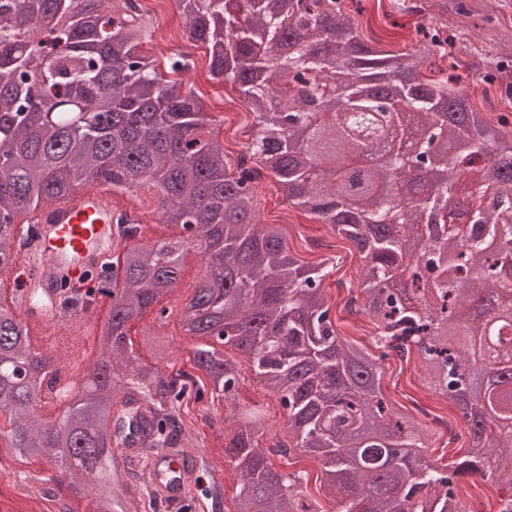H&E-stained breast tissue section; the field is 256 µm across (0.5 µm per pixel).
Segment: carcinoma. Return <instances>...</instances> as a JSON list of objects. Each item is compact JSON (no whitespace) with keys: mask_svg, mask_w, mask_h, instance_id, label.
<instances>
[{"mask_svg":"<svg viewBox=\"0 0 512 512\" xmlns=\"http://www.w3.org/2000/svg\"><path fill=\"white\" fill-rule=\"evenodd\" d=\"M188 41L202 45L214 76L237 87L254 124L235 163L192 96L170 74L187 72L184 53L163 67L142 52L152 25L136 7L109 15L112 0H0V274L15 263L19 216L92 182L126 194L156 190L162 217L218 248L180 312L179 325L200 341L186 375L196 400L230 402L235 421L224 432V452L237 481L236 512H313L299 498L304 474L283 475L260 444L258 409L238 402V363L220 343L245 354L249 370L288 409L287 442L277 452L317 460L320 490L337 512H471L455 479L478 473L507 492L499 512H512V430L500 425L512 412V389L497 397L467 392L464 366L476 359L479 318L512 316V279L503 259L512 253V177L497 157L512 161L507 120L489 126L482 113L492 98L512 111V44L464 47L468 0H395L402 13L436 17L409 50L381 49L359 30L357 17L320 0H176ZM509 0H485L484 20L512 26ZM273 72L275 84L257 75ZM312 78L315 98L337 92L347 112L377 110L370 86L391 89L385 119L404 123L420 142L444 141L460 149L433 167L420 186L398 178L415 158L398 157L381 169L353 160V136L343 113L310 110L293 81ZM483 83L481 101L464 84ZM43 111L36 132L18 139L32 106ZM265 173L283 201L300 206L334 234L365 252L358 297L375 321L376 356L338 335L322 285L331 270L301 265L280 231L262 222L255 195ZM476 190L451 223L468 234L451 256L445 248L444 210L460 181ZM428 237L426 266L404 264L399 239ZM184 238L124 247L103 288L110 309L96 338L94 362L60 415L38 414L53 358L32 350L28 325L0 306V412L19 463L45 461L70 482L44 494L56 512H75L80 475L95 477L94 512H127L142 500L140 486L118 450L135 429L155 430L154 447L182 448L187 424L185 387L167 374L170 346L144 331L153 350L145 363L128 336L129 325L177 287ZM459 327L471 337L458 349L439 335ZM416 351L426 385L464 403L471 444L453 470L425 453L427 429L412 414L392 410L383 393L382 362L389 353Z\"/></svg>","mask_w":512,"mask_h":512,"instance_id":"obj_1","label":"carcinoma"}]
</instances>
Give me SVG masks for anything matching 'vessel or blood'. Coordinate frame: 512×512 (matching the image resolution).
<instances>
[{
    "label": "vessel or blood",
    "instance_id": "b4317fda",
    "mask_svg": "<svg viewBox=\"0 0 512 512\" xmlns=\"http://www.w3.org/2000/svg\"><path fill=\"white\" fill-rule=\"evenodd\" d=\"M138 219L134 208L124 207L111 185L96 184L67 194L32 214L35 238L17 261L11 278L23 318L47 328L61 322L59 284L86 292L90 275L111 260L123 240L116 228L120 214ZM196 455L186 448L155 451L144 478L156 495L173 505L184 502L197 476Z\"/></svg>",
    "mask_w": 512,
    "mask_h": 512
}]
</instances>
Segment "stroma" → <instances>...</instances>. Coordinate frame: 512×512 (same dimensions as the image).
I'll return each mask as SVG.
<instances>
[{
	"mask_svg": "<svg viewBox=\"0 0 512 512\" xmlns=\"http://www.w3.org/2000/svg\"><path fill=\"white\" fill-rule=\"evenodd\" d=\"M390 2L391 0H363L368 10L359 18L361 31L364 37L373 38L384 48H411L418 39L417 25L429 26L433 20L429 17L416 19L399 14L387 15L385 9ZM150 3L146 16L150 19L157 37H165L166 43L161 46L155 40L144 44L142 51L146 56L158 60L187 45L185 18L175 0H150ZM194 59L195 67L184 88L193 92L200 107L209 116L223 118L224 126L219 135L230 154H237L250 139L253 117L247 112L231 84L211 75L202 48H195ZM257 193L263 221L281 228L293 256L306 264H316L328 259L333 261L332 275L325 280L323 287L341 337L374 347L375 325L368 316H352L345 307L350 290L359 289L363 281L362 269L365 261L358 248L348 240L333 237L328 225L312 219L310 214L283 203L271 177L262 179ZM122 200L140 212L144 240H161L180 234V226L164 222L154 190L144 188L137 193L123 195ZM318 238L332 240V248L320 252L311 250V241ZM200 275L201 268L197 257L193 253H186L182 278L175 291L162 300L159 306L148 309L142 322L131 325L129 335L142 360L151 358L141 336V329L147 324L171 346L170 372L190 371V357L198 342L181 332L178 325L179 311L182 303L191 298ZM109 303L108 296H99L93 321L89 324L69 321L49 329L30 326L34 350L53 355L57 363H68L77 369H85L93 360V343L97 331L105 321ZM385 369L383 391L394 411L409 413L421 409L425 412L424 423L428 424L432 419L439 418L453 424L456 429V438L452 441L438 436L436 432H429L426 448L428 457L441 466H451L462 460L467 451L469 435L459 406L453 401L433 396L425 388L417 360L403 362L393 357L386 360ZM237 397L241 403L263 411L265 422L260 439L262 446H269L276 437L284 435V408L251 374H244ZM185 400L194 422L186 446L204 455L208 464V476L218 479L224 487L225 512H236L232 464L224 454V428L230 415V406L221 401L213 404L195 402L194 394L190 391L186 392Z\"/></svg>",
	"mask_w": 512,
	"mask_h": 512,
	"instance_id": "35a3bbf8",
	"label": "stroma"
}]
</instances>
